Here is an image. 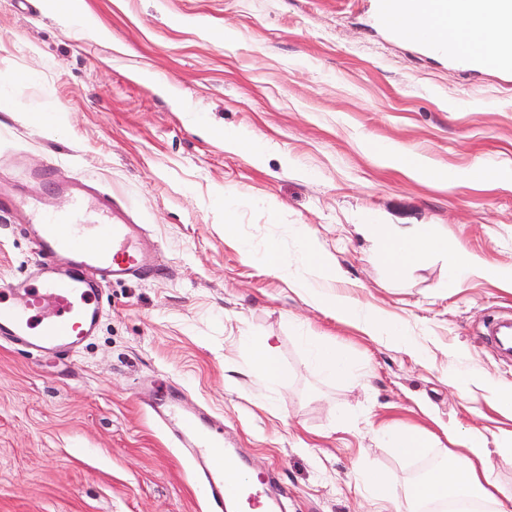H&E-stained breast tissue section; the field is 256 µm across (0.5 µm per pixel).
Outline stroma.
I'll use <instances>...</instances> for the list:
<instances>
[{
	"label": "stroma",
	"instance_id": "35a3bbf8",
	"mask_svg": "<svg viewBox=\"0 0 512 512\" xmlns=\"http://www.w3.org/2000/svg\"><path fill=\"white\" fill-rule=\"evenodd\" d=\"M228 133L264 143L261 163L225 149ZM383 143L460 180L411 177ZM476 163L494 180H467ZM50 164L125 203L158 269L106 287L96 336L69 360L0 347V512H204L138 398L153 380L176 379L181 405L271 474L277 512H372L361 468L397 495L432 469L435 449L398 454L380 426L445 447L449 427L492 449L512 433L484 387L448 383L453 369L512 387V364L475 334L512 291L479 272L449 281L440 254L391 279L358 231L432 224L512 265V76L450 66L379 22L376 0H0V188L65 209L31 176ZM304 232L335 257L336 292L401 323L415 353L267 270L274 242L304 271ZM37 259L21 212L0 213V282ZM266 336L275 385L250 371ZM312 338L346 352L353 379L320 373Z\"/></svg>",
	"mask_w": 512,
	"mask_h": 512
}]
</instances>
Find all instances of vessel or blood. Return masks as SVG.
<instances>
[{"label": "vessel or blood", "mask_w": 512, "mask_h": 512, "mask_svg": "<svg viewBox=\"0 0 512 512\" xmlns=\"http://www.w3.org/2000/svg\"><path fill=\"white\" fill-rule=\"evenodd\" d=\"M448 56L470 67L491 66L512 72V58L474 56L463 43L448 45ZM65 210L49 212L33 205L28 226L43 263L36 275L0 285V342L21 346L58 360L72 357L93 336L101 316L99 295L113 281L146 274L151 260L137 242L135 224L112 196L87 187L82 180L66 181ZM95 204L105 220L86 224L82 214ZM150 408L171 428L186 458L207 512H233L240 499L261 506L266 493L245 494L241 464L224 448L206 415L182 411L169 388L151 392Z\"/></svg>", "instance_id": "b4317fda"}]
</instances>
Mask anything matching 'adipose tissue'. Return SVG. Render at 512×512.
Wrapping results in <instances>:
<instances>
[{
    "label": "adipose tissue",
    "mask_w": 512,
    "mask_h": 512,
    "mask_svg": "<svg viewBox=\"0 0 512 512\" xmlns=\"http://www.w3.org/2000/svg\"><path fill=\"white\" fill-rule=\"evenodd\" d=\"M461 9L454 20H446L429 8L410 12L404 25L409 33L425 36L429 41L440 42L459 34L480 51L488 54H512V27H505L495 0H460ZM377 235V245L384 264L392 275H399L411 266L424 263L433 254L446 257L448 276L459 281L472 272L491 275L503 287L512 288V267H493L483 259L463 248L448 244L432 225L421 224L410 231L381 230L371 225ZM306 257V277L296 280L297 292L319 309L336 314L370 336L396 337L403 348L411 343L402 329L386 319L379 311L359 305L353 298L336 294L333 285L339 277L335 260L324 253L309 237L302 240ZM379 434L391 447L403 455L418 454L429 448H439L438 465L424 479L412 483L401 500H393L387 474L378 469L363 471L361 482L368 499L376 504L393 503L394 512H420L428 504L447 500L494 502L497 512H508L512 492L500 485L496 467L489 458L487 443L478 434L461 440L459 452L442 448L435 434L412 428H383Z\"/></svg>",
    "instance_id": "ef3b65f1"
}]
</instances>
